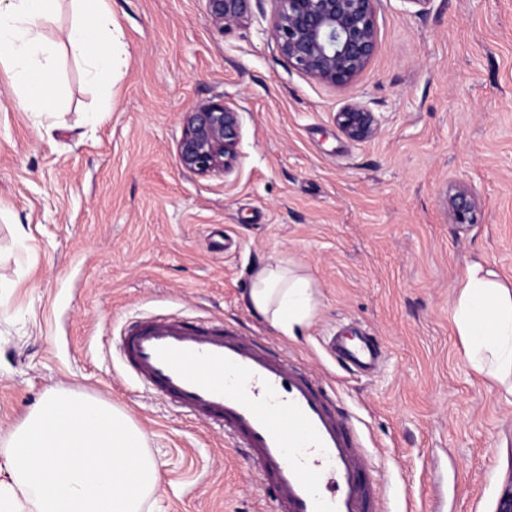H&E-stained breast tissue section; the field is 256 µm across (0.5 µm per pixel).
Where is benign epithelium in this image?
I'll return each instance as SVG.
<instances>
[{
  "label": "benign epithelium",
  "mask_w": 512,
  "mask_h": 512,
  "mask_svg": "<svg viewBox=\"0 0 512 512\" xmlns=\"http://www.w3.org/2000/svg\"><path fill=\"white\" fill-rule=\"evenodd\" d=\"M214 27L224 32L241 24L251 0H206ZM268 33L279 53L295 70L326 84L343 87L368 65L378 45L377 0H277ZM337 128L349 140L375 137L380 120L365 104L344 105L335 115ZM241 112L222 99L202 101L183 116L176 152L181 168L199 176L227 175L239 158ZM456 224L477 221V202L465 187L448 196Z\"/></svg>",
  "instance_id": "1"
}]
</instances>
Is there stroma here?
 <instances>
[{"instance_id":"35a3bbf8","label":"stroma","mask_w":512,"mask_h":512,"mask_svg":"<svg viewBox=\"0 0 512 512\" xmlns=\"http://www.w3.org/2000/svg\"><path fill=\"white\" fill-rule=\"evenodd\" d=\"M122 32L112 96L59 57L64 114L38 124L0 71V440L50 391L89 393L144 432L161 481L149 512H271L225 438L127 374L113 342L147 314L221 321L304 364L360 432L383 512H496L512 481V399L474 373L455 334L475 261L512 286V0H378V49L343 87L293 69L268 36L274 0L217 32L206 0H108ZM242 112L226 176L181 169L182 116ZM381 117L346 139L345 104ZM98 110L95 131L76 127ZM477 198L454 223L448 196ZM293 259L319 288L296 337L243 302L253 266ZM376 337L347 372L336 333ZM365 104L353 102L344 105L335 115L337 128L349 140L364 142L375 137L380 130V120ZM477 202L465 187H459L448 196V211L457 224H474L477 221Z\"/></svg>"}]
</instances>
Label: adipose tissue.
<instances>
[{"label":"adipose tissue","instance_id":"adipose-tissue-1","mask_svg":"<svg viewBox=\"0 0 512 512\" xmlns=\"http://www.w3.org/2000/svg\"><path fill=\"white\" fill-rule=\"evenodd\" d=\"M74 19L59 39L47 37L59 0H0V69L35 118L58 111L53 92L60 53L83 64L89 80L111 75L118 62L106 0H71ZM316 282L292 261L255 267L249 308L271 328L294 337L310 322ZM455 333L471 368L512 397V288L483 263L458 285ZM145 435L121 410L78 393L43 396L11 432L0 453V512H144L159 471Z\"/></svg>","mask_w":512,"mask_h":512}]
</instances>
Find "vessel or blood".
<instances>
[{"instance_id": "vessel-or-blood-1", "label": "vessel or blood", "mask_w": 512, "mask_h": 512, "mask_svg": "<svg viewBox=\"0 0 512 512\" xmlns=\"http://www.w3.org/2000/svg\"><path fill=\"white\" fill-rule=\"evenodd\" d=\"M119 341L137 377L246 453L274 512H380L358 431L301 363L261 337L173 316L125 323ZM332 347L360 369L380 354L370 336Z\"/></svg>"}]
</instances>
